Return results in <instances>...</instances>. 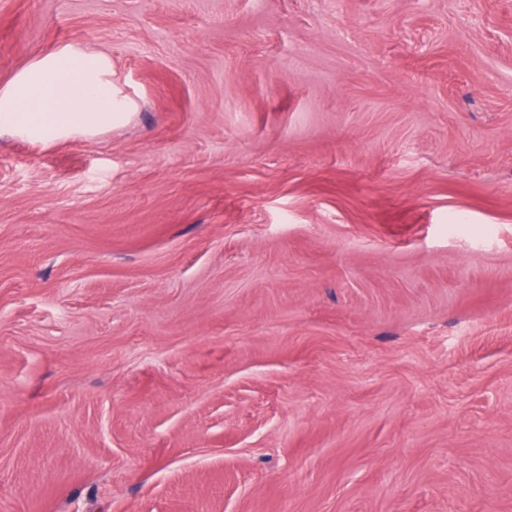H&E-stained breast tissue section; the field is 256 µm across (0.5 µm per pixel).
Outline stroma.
<instances>
[{"instance_id":"obj_1","label":"stroma","mask_w":512,"mask_h":512,"mask_svg":"<svg viewBox=\"0 0 512 512\" xmlns=\"http://www.w3.org/2000/svg\"><path fill=\"white\" fill-rule=\"evenodd\" d=\"M0 512H512V0H0ZM129 106L107 53L61 42L0 85V135L32 144L90 139L124 125Z\"/></svg>"}]
</instances>
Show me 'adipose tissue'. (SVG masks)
<instances>
[{
  "instance_id": "obj_1",
  "label": "adipose tissue",
  "mask_w": 512,
  "mask_h": 512,
  "mask_svg": "<svg viewBox=\"0 0 512 512\" xmlns=\"http://www.w3.org/2000/svg\"><path fill=\"white\" fill-rule=\"evenodd\" d=\"M129 106L107 53L61 42L0 85V135L32 144L90 139L122 126Z\"/></svg>"
}]
</instances>
